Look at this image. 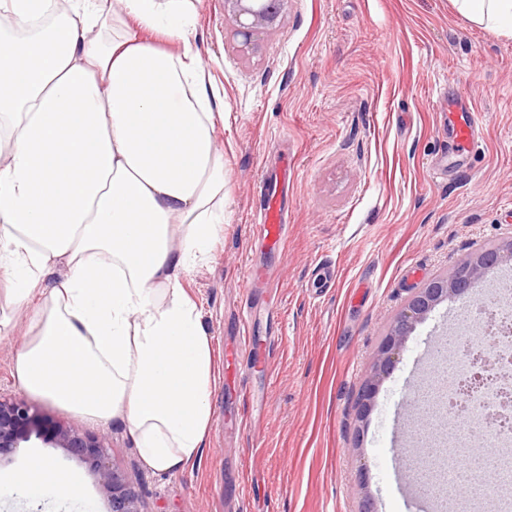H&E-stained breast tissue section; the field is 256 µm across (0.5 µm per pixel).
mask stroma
<instances>
[{
	"mask_svg": "<svg viewBox=\"0 0 512 512\" xmlns=\"http://www.w3.org/2000/svg\"><path fill=\"white\" fill-rule=\"evenodd\" d=\"M195 45L224 89V235L182 284L214 351L206 448L191 468L160 475L121 421L100 426L26 393L12 375L24 320L0 335V396L22 398L46 423L106 436L111 463L141 512H421L393 478L390 424L408 380L447 327L448 298L416 323L368 412L358 392L393 318L416 288L471 253L512 239V37L478 26L451 0H289L282 22L244 51L224 0H194ZM483 114L473 153L448 159L443 96ZM291 173L282 201L285 256L254 238L264 177ZM335 263L323 285L316 263ZM258 265L268 285L249 289ZM273 378L241 363L238 315ZM38 452L85 489L78 500L32 501L0 483V512H108L88 464L33 438L0 473Z\"/></svg>",
	"mask_w": 512,
	"mask_h": 512,
	"instance_id": "stroma-1",
	"label": "stroma"
}]
</instances>
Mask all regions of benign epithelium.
I'll return each instance as SVG.
<instances>
[{
  "label": "benign epithelium",
  "mask_w": 512,
  "mask_h": 512,
  "mask_svg": "<svg viewBox=\"0 0 512 512\" xmlns=\"http://www.w3.org/2000/svg\"><path fill=\"white\" fill-rule=\"evenodd\" d=\"M287 4L288 0H224V14L235 22L237 34L243 37V46L248 49L279 25ZM507 263H512V239L470 254L451 272L438 275L417 289L381 343L372 375L359 393L360 405L368 407L377 383L399 360L406 333L413 324L423 320L448 296L467 293L488 270ZM33 435L66 449L89 465L108 495V512H140L138 494L110 464L106 437L81 434L61 422L48 429L28 402L0 397V457Z\"/></svg>",
  "instance_id": "1"
}]
</instances>
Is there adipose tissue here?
<instances>
[{
  "label": "adipose tissue",
  "mask_w": 512,
  "mask_h": 512,
  "mask_svg": "<svg viewBox=\"0 0 512 512\" xmlns=\"http://www.w3.org/2000/svg\"><path fill=\"white\" fill-rule=\"evenodd\" d=\"M453 2L512 36V0ZM195 28L191 0H0V282L31 331L13 375L122 421L164 474L205 445L212 348L180 278L224 233V97ZM6 480L83 493L39 454Z\"/></svg>",
  "instance_id": "adipose-tissue-1"
}]
</instances>
